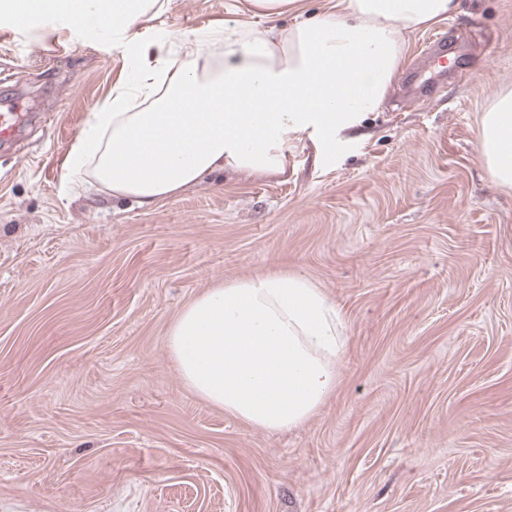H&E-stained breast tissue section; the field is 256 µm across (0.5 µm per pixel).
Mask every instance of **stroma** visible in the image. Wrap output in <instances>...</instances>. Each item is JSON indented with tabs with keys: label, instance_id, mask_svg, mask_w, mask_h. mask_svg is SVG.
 Segmentation results:
<instances>
[{
	"label": "stroma",
	"instance_id": "stroma-1",
	"mask_svg": "<svg viewBox=\"0 0 512 512\" xmlns=\"http://www.w3.org/2000/svg\"><path fill=\"white\" fill-rule=\"evenodd\" d=\"M169 0L143 37L240 23ZM446 33L448 76L421 51ZM138 59L103 32L0 23V512H512V189L477 148L512 87V0L409 33L380 110L282 175L227 172L150 206L64 160ZM310 278L346 342L324 406L253 428L188 391L166 332L230 279Z\"/></svg>",
	"mask_w": 512,
	"mask_h": 512
}]
</instances>
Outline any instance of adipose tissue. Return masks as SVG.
<instances>
[{"label": "adipose tissue", "instance_id": "obj_1", "mask_svg": "<svg viewBox=\"0 0 512 512\" xmlns=\"http://www.w3.org/2000/svg\"><path fill=\"white\" fill-rule=\"evenodd\" d=\"M295 0H252L264 29L218 28L177 43L140 27L163 0H0V13L110 38L141 59L93 112L66 158L98 189L153 204L213 174L285 172L289 139L335 141L379 110L406 56V36L458 0H335L324 19L282 21ZM477 146L494 181L512 189V89L482 112ZM166 342L203 402L267 431L301 425L336 387L345 339L335 305L282 269L233 279L193 299Z\"/></svg>", "mask_w": 512, "mask_h": 512}]
</instances>
